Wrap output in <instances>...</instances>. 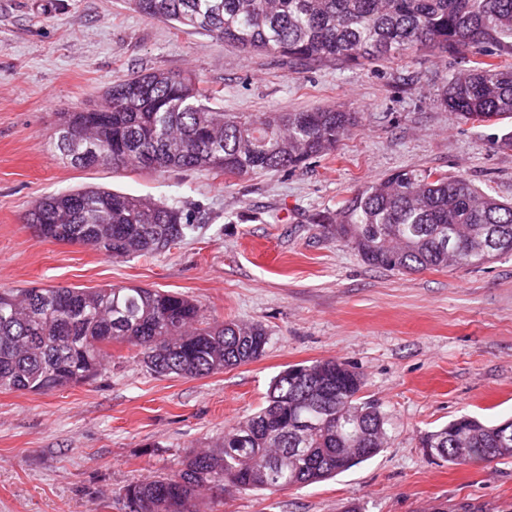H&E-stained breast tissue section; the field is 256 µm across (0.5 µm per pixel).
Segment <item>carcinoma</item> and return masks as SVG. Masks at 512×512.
<instances>
[{
	"label": "carcinoma",
	"mask_w": 512,
	"mask_h": 512,
	"mask_svg": "<svg viewBox=\"0 0 512 512\" xmlns=\"http://www.w3.org/2000/svg\"><path fill=\"white\" fill-rule=\"evenodd\" d=\"M176 29L191 28L248 52L364 66L445 49L483 60L448 79L440 99L467 121L512 122V65L495 61L512 41V0H129ZM106 106L64 112L56 148L75 166L207 170L227 176L288 171L329 155L359 126L354 112L224 113L189 74L155 70L111 85ZM26 223L51 240L124 259L154 256L204 220L194 212L100 186L40 198ZM336 241L370 266L402 273L483 266L512 253V203L463 177L405 169L318 214ZM126 344L160 377H205L266 353L258 323H209L177 292L137 286L0 289V389L44 392L92 379ZM363 376L336 360L294 365L271 382L258 411L215 447L128 486L129 512H199L202 490L306 486L376 457L387 445L380 406L361 396ZM422 447L451 466L512 458V419L460 416L428 431Z\"/></svg>",
	"instance_id": "obj_1"
}]
</instances>
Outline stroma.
<instances>
[{"label":"stroma","mask_w":512,"mask_h":512,"mask_svg":"<svg viewBox=\"0 0 512 512\" xmlns=\"http://www.w3.org/2000/svg\"><path fill=\"white\" fill-rule=\"evenodd\" d=\"M463 66L422 49L346 68L247 53L176 30L128 0H0V289L139 285L188 296L212 320L259 322L264 357L200 378L150 374L113 345L111 368L47 393L0 390V512H129L124 488L214 446L289 366L334 359L364 377L389 444L335 478L281 491L202 493V512H512V460L451 466L420 445L464 414L512 416V256L477 269L375 268L313 219L405 168L467 178L512 200L507 123L450 117L438 91ZM189 73L224 112L357 113L334 155L244 177L63 163L60 113L101 104L138 72ZM99 185L204 217L152 257L112 259L41 237V196Z\"/></svg>","instance_id":"obj_1"}]
</instances>
